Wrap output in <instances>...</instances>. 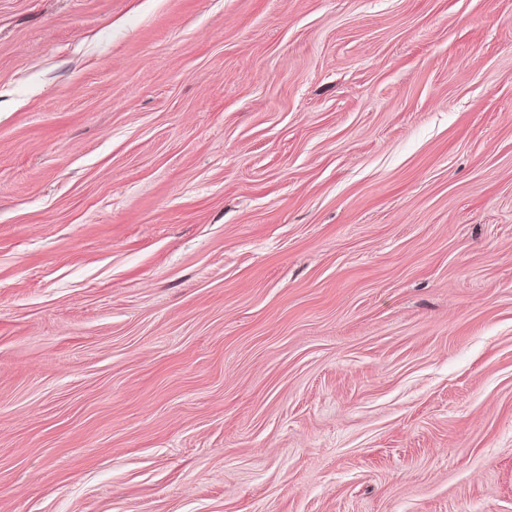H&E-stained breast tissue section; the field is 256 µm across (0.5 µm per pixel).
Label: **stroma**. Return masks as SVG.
I'll return each instance as SVG.
<instances>
[{
  "instance_id": "35a3bbf8",
  "label": "stroma",
  "mask_w": 512,
  "mask_h": 512,
  "mask_svg": "<svg viewBox=\"0 0 512 512\" xmlns=\"http://www.w3.org/2000/svg\"><path fill=\"white\" fill-rule=\"evenodd\" d=\"M0 512H512V0H0Z\"/></svg>"
}]
</instances>
